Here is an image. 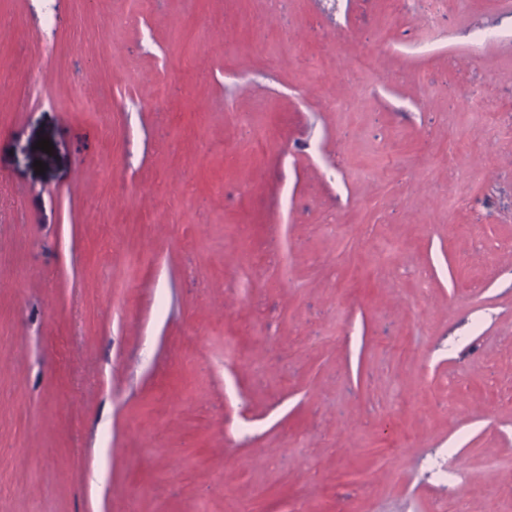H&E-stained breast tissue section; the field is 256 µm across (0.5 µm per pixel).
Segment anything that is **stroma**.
I'll return each instance as SVG.
<instances>
[{
	"instance_id": "obj_1",
	"label": "stroma",
	"mask_w": 512,
	"mask_h": 512,
	"mask_svg": "<svg viewBox=\"0 0 512 512\" xmlns=\"http://www.w3.org/2000/svg\"><path fill=\"white\" fill-rule=\"evenodd\" d=\"M246 499L512 512V0H0V512Z\"/></svg>"
}]
</instances>
